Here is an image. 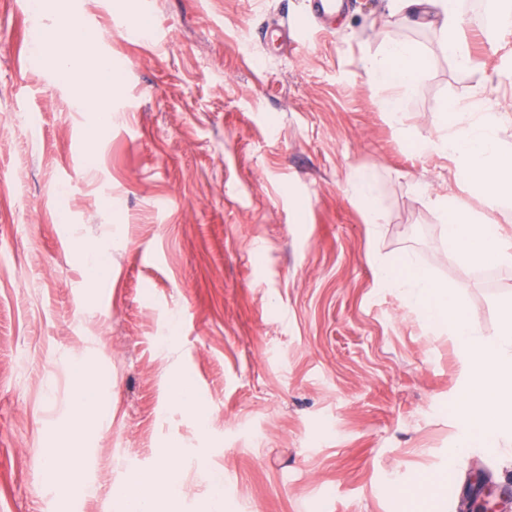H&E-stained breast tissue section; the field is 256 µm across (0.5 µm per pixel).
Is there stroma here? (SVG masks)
Masks as SVG:
<instances>
[{
	"instance_id": "1",
	"label": "stroma",
	"mask_w": 512,
	"mask_h": 512,
	"mask_svg": "<svg viewBox=\"0 0 512 512\" xmlns=\"http://www.w3.org/2000/svg\"><path fill=\"white\" fill-rule=\"evenodd\" d=\"M66 5L118 79L93 140L53 67L62 20L0 0V512H114L115 490L174 442L184 512H207L206 471L222 474L232 512H457L477 465L512 487L511 454L458 450L469 360L378 286L373 262L411 255L457 285L487 335L512 302V268L489 279L443 249L424 194L458 184L448 159L418 148L444 104L512 69V33L483 37L485 0H465L469 72L413 14L383 25L386 0H349L327 28L310 0ZM380 36L426 60L398 124L362 66ZM354 167L375 173L384 224H365L346 193ZM85 244L104 262L93 286ZM83 357L109 412L73 445L85 496L42 479L67 364ZM175 371L204 420L174 401ZM423 479L443 485L442 506L403 498Z\"/></svg>"
}]
</instances>
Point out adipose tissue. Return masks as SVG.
I'll list each match as a JSON object with an SVG mask.
<instances>
[{"mask_svg": "<svg viewBox=\"0 0 512 512\" xmlns=\"http://www.w3.org/2000/svg\"><path fill=\"white\" fill-rule=\"evenodd\" d=\"M419 13L424 25L434 27L443 50L459 69L470 71L480 66L464 38L468 24L464 0H388L390 13L402 9ZM79 92L82 111L105 115L108 110L106 90L112 89V67L101 56L85 54L74 62L69 54L56 59ZM425 65L417 48L404 40L381 39L370 53L364 68L376 84L394 88L382 109L393 120L401 118L400 91L409 90ZM512 119V106L501 111H482L480 103L451 104L438 112L435 122L439 136L426 140L422 148L448 157L463 192L459 195L430 194L428 207L444 225L446 252L466 265L512 266V237L495 216L512 212V146L499 136L503 122ZM345 188L360 205L369 225L384 223L385 214L375 193L372 171L350 169ZM481 199L484 209L476 211L470 197ZM378 284L402 292L425 319L447 327L460 350L469 358L472 379L459 394L456 415L463 426L462 450L496 453L512 441V306L502 308L500 325L494 336L475 330L463 305L456 297V287L441 283L419 269L411 258L386 262L378 268ZM72 398L65 424L56 427L65 441L79 433L78 425L86 417L103 419V390L96 378L95 366L87 359L69 363ZM184 453L181 446L170 445L166 464L135 474L115 496V512H181L182 485L173 461ZM83 460L79 454L66 459H49L43 471L46 484L73 495L88 493L81 479Z\"/></svg>", "mask_w": 512, "mask_h": 512, "instance_id": "obj_1", "label": "adipose tissue"}]
</instances>
